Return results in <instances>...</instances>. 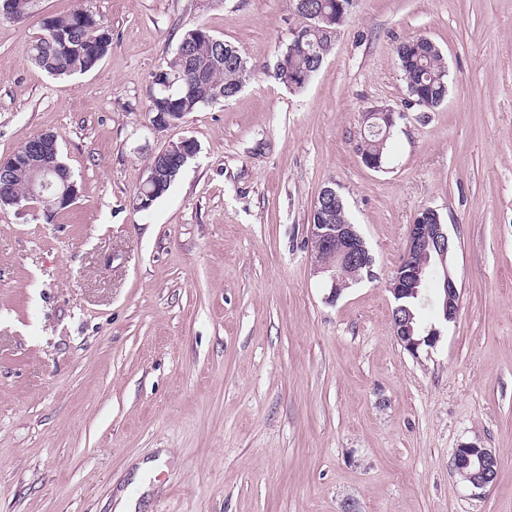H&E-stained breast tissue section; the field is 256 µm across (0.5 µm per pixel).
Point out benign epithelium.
I'll use <instances>...</instances> for the list:
<instances>
[{
    "instance_id": "benign-epithelium-1",
    "label": "benign epithelium",
    "mask_w": 512,
    "mask_h": 512,
    "mask_svg": "<svg viewBox=\"0 0 512 512\" xmlns=\"http://www.w3.org/2000/svg\"><path fill=\"white\" fill-rule=\"evenodd\" d=\"M365 120L370 127H379L390 135L396 123L394 112H367ZM57 136L36 143L25 158V162L34 173V179L28 186L25 196L8 192V182L16 160L9 156L0 158V194H7L11 204L25 211L29 209L27 201L42 199L44 195L57 190L54 180L56 169ZM158 157L163 166L155 168L140 185L136 198L141 209L151 204L156 195V182L164 178L173 165L182 166L193 157L190 141L183 138L178 142H168ZM341 203L340 193L333 187H324L318 195L312 210L316 222L309 225L308 241L313 248L314 271L325 274L330 280L331 299L337 300L343 293L340 288L343 277L342 267L356 270L371 269L373 264L362 236L353 224L336 223V208ZM455 242L448 234V225L438 221L435 209L426 208L418 212L413 224L409 226L407 250L423 254V264L408 261L399 264L389 280V291L395 298L407 294L411 287L433 280L438 285L437 302L440 315L445 321L457 318L460 309V291L448 268V253L454 251ZM393 330L400 344L410 354H419L422 341L414 339L415 328L412 317L394 316ZM452 462L461 470L471 469L466 476L468 486L473 491H482L493 485L498 474V458L490 448L465 444L453 449Z\"/></svg>"
}]
</instances>
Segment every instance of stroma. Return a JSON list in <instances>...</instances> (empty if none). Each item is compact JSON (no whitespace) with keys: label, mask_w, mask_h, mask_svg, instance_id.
Wrapping results in <instances>:
<instances>
[{"label":"stroma","mask_w":512,"mask_h":512,"mask_svg":"<svg viewBox=\"0 0 512 512\" xmlns=\"http://www.w3.org/2000/svg\"><path fill=\"white\" fill-rule=\"evenodd\" d=\"M112 28L92 71L33 64L45 17ZM291 0H34L0 15V158L58 135L79 195L52 221L0 208V512H512V0H354L307 88L272 75ZM204 26L257 68L232 101L148 127L151 72ZM424 35L448 69L412 103L396 48ZM399 112L387 160L357 152L365 114ZM196 155L153 206L150 157ZM336 188L373 278L329 301L307 228ZM436 209L456 247V321L412 356L388 281ZM463 443L499 475L473 496ZM191 151L192 148L190 141L185 138H182L178 142H168L160 151H158L157 156L162 160L163 165H165L166 168L163 169L160 166L153 169L145 181L140 185L137 195L135 196L136 207L139 210H142L143 207H148L152 203L151 199L156 195V182L163 178L166 180L168 176L162 175V173H169L172 165H176L177 167L183 166L188 158L193 157L194 153ZM137 199H141V202L137 203ZM151 206L143 210H148Z\"/></svg>","instance_id":"stroma-1"}]
</instances>
